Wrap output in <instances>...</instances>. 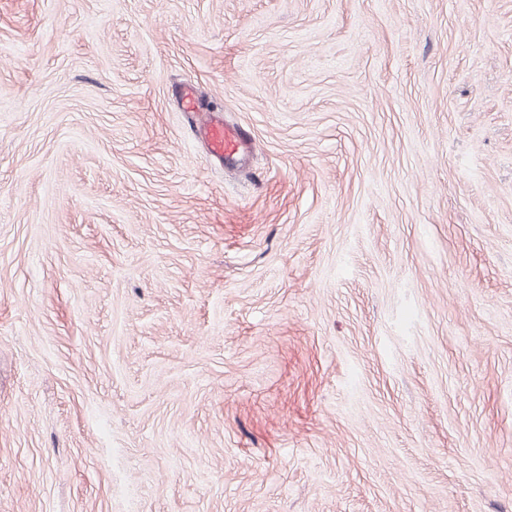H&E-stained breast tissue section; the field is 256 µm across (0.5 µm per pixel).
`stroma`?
Returning a JSON list of instances; mask_svg holds the SVG:
<instances>
[{
	"label": "stroma",
	"mask_w": 512,
	"mask_h": 512,
	"mask_svg": "<svg viewBox=\"0 0 512 512\" xmlns=\"http://www.w3.org/2000/svg\"><path fill=\"white\" fill-rule=\"evenodd\" d=\"M0 512H512V0H0ZM199 134L209 153L224 160L226 165H237L245 160L251 145L241 131L228 128L219 112H209L199 126Z\"/></svg>",
	"instance_id": "obj_1"
}]
</instances>
